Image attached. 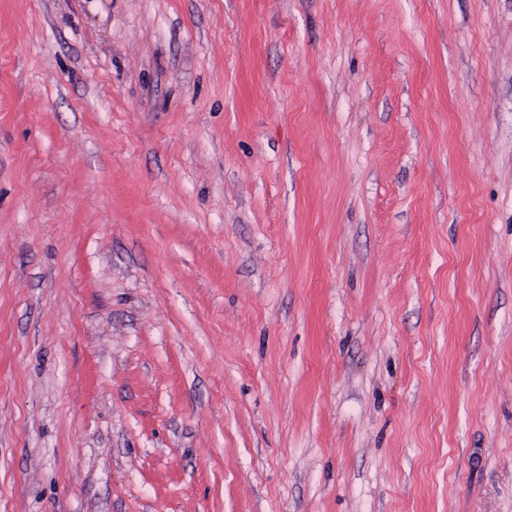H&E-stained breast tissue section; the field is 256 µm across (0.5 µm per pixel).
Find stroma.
<instances>
[{"instance_id": "1", "label": "stroma", "mask_w": 512, "mask_h": 512, "mask_svg": "<svg viewBox=\"0 0 512 512\" xmlns=\"http://www.w3.org/2000/svg\"><path fill=\"white\" fill-rule=\"evenodd\" d=\"M0 512H512V0H0Z\"/></svg>"}]
</instances>
